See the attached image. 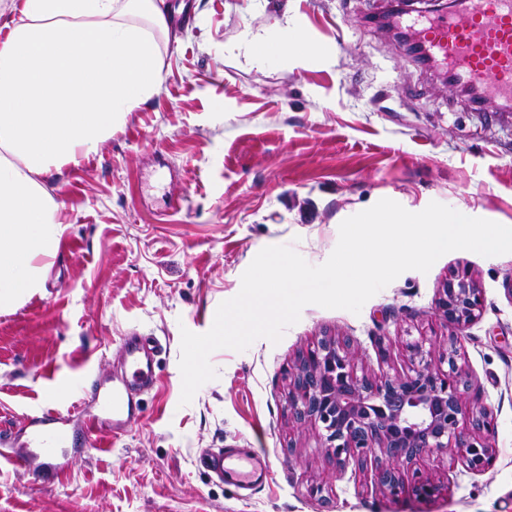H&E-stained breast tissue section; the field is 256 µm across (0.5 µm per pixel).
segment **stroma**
<instances>
[{
	"instance_id": "1",
	"label": "stroma",
	"mask_w": 512,
	"mask_h": 512,
	"mask_svg": "<svg viewBox=\"0 0 512 512\" xmlns=\"http://www.w3.org/2000/svg\"><path fill=\"white\" fill-rule=\"evenodd\" d=\"M189 1L194 21L163 45L158 93L48 183L66 230L43 293L0 314V429L67 409L116 371L133 331L162 346L159 384L124 435L70 454L66 472L0 469V512H512V253L445 254L357 314L306 306L280 342L212 353L216 379L181 405L182 330L212 327L263 248L322 264L341 222L384 198L512 227V112L474 108L408 61L365 21L385 0ZM285 30L315 46L305 65L244 48L246 35L275 44ZM459 266L485 293L458 347L496 416L495 460L474 474L442 454L424 465L441 494L395 501L292 423L288 369L332 336L353 339L371 377L407 373L406 340L448 334L435 303ZM243 447L265 452L268 486L238 490L199 464L207 449Z\"/></svg>"
}]
</instances>
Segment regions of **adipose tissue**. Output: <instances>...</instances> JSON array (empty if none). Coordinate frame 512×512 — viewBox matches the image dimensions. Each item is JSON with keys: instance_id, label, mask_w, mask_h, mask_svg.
Masks as SVG:
<instances>
[{"instance_id": "obj_1", "label": "adipose tissue", "mask_w": 512, "mask_h": 512, "mask_svg": "<svg viewBox=\"0 0 512 512\" xmlns=\"http://www.w3.org/2000/svg\"><path fill=\"white\" fill-rule=\"evenodd\" d=\"M165 0H25L0 43V313L39 293L64 231L49 176L159 90Z\"/></svg>"}]
</instances>
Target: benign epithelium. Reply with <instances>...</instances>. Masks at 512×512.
Instances as JSON below:
<instances>
[{
	"instance_id": "obj_1",
	"label": "benign epithelium",
	"mask_w": 512,
	"mask_h": 512,
	"mask_svg": "<svg viewBox=\"0 0 512 512\" xmlns=\"http://www.w3.org/2000/svg\"><path fill=\"white\" fill-rule=\"evenodd\" d=\"M483 292L470 270H453L436 301L448 338L408 340L410 372L373 379L358 374L352 339L324 337L289 369L288 411L300 427H314L327 457L374 463L378 485L391 498L430 499L438 486L403 464L449 448L484 473L494 461L490 437L496 419L485 407L468 408L473 382L458 363V333L480 315Z\"/></svg>"
}]
</instances>
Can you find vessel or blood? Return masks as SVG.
<instances>
[{
  "label": "vessel or blood",
  "instance_id": "b4317fda",
  "mask_svg": "<svg viewBox=\"0 0 512 512\" xmlns=\"http://www.w3.org/2000/svg\"><path fill=\"white\" fill-rule=\"evenodd\" d=\"M417 34L447 64L452 79L512 103V0H457L448 13L420 20ZM119 351L123 372L94 383L88 401L64 413L35 411L18 431L1 432L0 462L62 472L68 463L60 449L97 447L105 427L120 436L139 417L138 394L155 385V350L141 337L124 336ZM200 461L224 484L242 490L260 488L270 475L266 456L251 448L206 453Z\"/></svg>",
  "mask_w": 512,
  "mask_h": 512
}]
</instances>
